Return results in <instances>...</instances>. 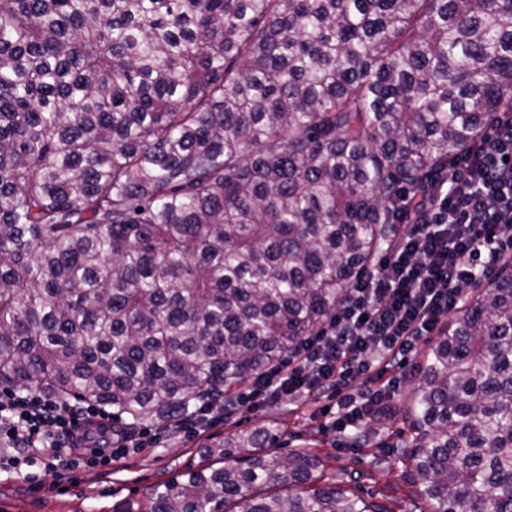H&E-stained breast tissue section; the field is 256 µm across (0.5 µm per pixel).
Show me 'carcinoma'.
I'll return each instance as SVG.
<instances>
[{"instance_id": "cac0c4a2", "label": "carcinoma", "mask_w": 512, "mask_h": 512, "mask_svg": "<svg viewBox=\"0 0 512 512\" xmlns=\"http://www.w3.org/2000/svg\"><path fill=\"white\" fill-rule=\"evenodd\" d=\"M512 107V0H0V387L189 416L292 357ZM423 500L512 512V257L424 352ZM279 429L124 512H396Z\"/></svg>"}]
</instances>
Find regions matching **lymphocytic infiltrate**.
I'll return each instance as SVG.
<instances>
[{
  "label": "lymphocytic infiltrate",
  "mask_w": 512,
  "mask_h": 512,
  "mask_svg": "<svg viewBox=\"0 0 512 512\" xmlns=\"http://www.w3.org/2000/svg\"><path fill=\"white\" fill-rule=\"evenodd\" d=\"M400 217L404 235L351 288L328 329L305 337L288 365L264 373L240 403L312 393L339 432L391 410L383 373L442 330L464 285L512 255V113H495L489 133L447 177L406 193ZM111 428L112 414L100 406L0 389V447L13 468L43 461L71 471L62 452H78L92 432Z\"/></svg>",
  "instance_id": "1"
}]
</instances>
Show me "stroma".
Wrapping results in <instances>:
<instances>
[{
	"mask_svg": "<svg viewBox=\"0 0 512 512\" xmlns=\"http://www.w3.org/2000/svg\"><path fill=\"white\" fill-rule=\"evenodd\" d=\"M421 359L418 353L411 357L412 368L398 389L401 414L380 428L371 443H352L349 436L327 428L309 398H285L260 409H239L195 437L163 436L113 460L106 474L80 469L61 482L48 468L34 469L28 480L14 470H2L0 512H123L126 505L143 500L155 483L191 467L210 465L207 447L221 441L225 432L268 423L284 431V449L313 447L324 460L325 478L362 497L395 505L415 490L407 465L397 459L391 445L410 433L411 419L404 409L419 381L416 366Z\"/></svg>",
	"mask_w": 512,
	"mask_h": 512,
	"instance_id": "obj_1",
	"label": "stroma"
}]
</instances>
